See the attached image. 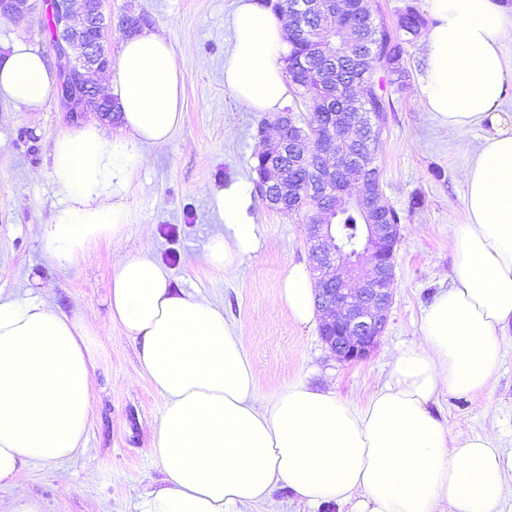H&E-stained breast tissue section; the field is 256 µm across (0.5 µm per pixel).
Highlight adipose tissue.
Returning a JSON list of instances; mask_svg holds the SVG:
<instances>
[{
    "mask_svg": "<svg viewBox=\"0 0 512 512\" xmlns=\"http://www.w3.org/2000/svg\"><path fill=\"white\" fill-rule=\"evenodd\" d=\"M435 24L425 48L421 100L440 130L462 136L496 110L508 88L501 41L512 8L499 0H427ZM224 84L251 110L280 111V59L288 22L237 0ZM55 90L40 50L17 40L0 56V99L32 110ZM104 92L121 108L114 135L91 122L58 135L52 174L64 194L40 225L45 261L63 269L129 222L125 198L144 146L167 143L182 122L183 78L171 44L142 29L122 42ZM466 221L450 227L447 288L423 309L419 342L398 348L386 379L362 406L304 383L269 404L255 397L245 336L222 306L172 283L148 252L112 264L110 315L135 347L165 408L151 453L163 478L135 512H247L277 487L312 506L349 512H498L512 457L488 435L456 438L432 406L440 395L487 390L512 337V129L487 137L461 172ZM222 229L204 259L232 274L260 246L238 182L214 191ZM280 300L315 320L313 281L290 267ZM92 322L58 312L41 295L0 294V484L34 461L62 463L84 446L94 352Z\"/></svg>",
    "mask_w": 512,
    "mask_h": 512,
    "instance_id": "1",
    "label": "adipose tissue"
}]
</instances>
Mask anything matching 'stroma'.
Listing matches in <instances>:
<instances>
[{"label": "stroma", "instance_id": "35a3bbf8", "mask_svg": "<svg viewBox=\"0 0 512 512\" xmlns=\"http://www.w3.org/2000/svg\"><path fill=\"white\" fill-rule=\"evenodd\" d=\"M49 3L32 0L28 15L0 27V43L23 39L56 65L41 27ZM234 7L235 0H107L110 58H117L126 36L121 18L127 13L143 16L148 28L172 44L183 77V120L167 144L145 147L147 161L126 197L132 217L124 234L97 243L69 268L44 261L36 227L49 223L62 200L51 174L56 136L98 115L87 112L71 120L57 93L35 111L0 100V292L22 298L35 287L66 313L92 316L90 344L97 353L84 448L62 465L27 467L17 486H1L5 510L20 486L41 501L44 512H129L132 498L162 477L151 450L165 401L109 314L115 256L153 253L171 269L174 284L222 305L225 317L248 338L255 395L264 404L297 382L364 403L383 382L396 348L417 342L422 309L448 285L449 227L466 221L460 172L485 138L512 125V92L465 141L443 135L421 102L422 35L407 47L403 86L391 85L387 72L373 76L391 104L378 150L380 186L401 223L389 318L371 357L355 364L340 361L322 341L318 325L295 321L281 302L280 284L289 267L309 261L305 225L297 216L253 200L258 251L231 277L207 265L204 254L219 224L212 192L232 180L251 185L250 163L262 145L257 127L275 118L247 110L224 86ZM433 409L453 436L485 434L511 455L512 339L505 341L502 365L487 390L440 396Z\"/></svg>", "mask_w": 512, "mask_h": 512}]
</instances>
